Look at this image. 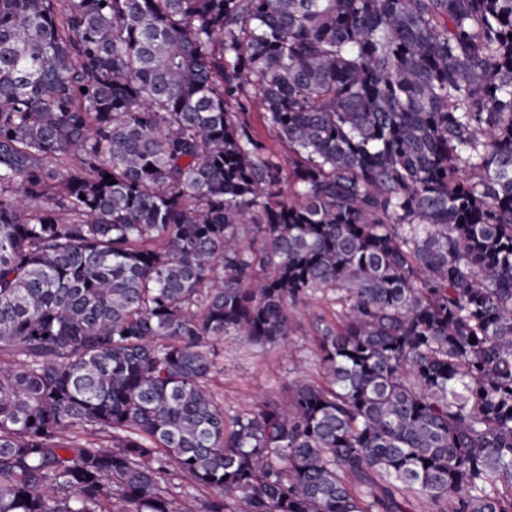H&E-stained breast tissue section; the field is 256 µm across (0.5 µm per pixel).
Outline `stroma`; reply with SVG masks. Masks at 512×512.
I'll list each match as a JSON object with an SVG mask.
<instances>
[{
    "instance_id": "stroma-1",
    "label": "stroma",
    "mask_w": 512,
    "mask_h": 512,
    "mask_svg": "<svg viewBox=\"0 0 512 512\" xmlns=\"http://www.w3.org/2000/svg\"><path fill=\"white\" fill-rule=\"evenodd\" d=\"M331 315L332 308L320 296H313L308 306L296 313L297 329L286 346L253 345L228 336L214 346L219 370L211 380V388L224 399L229 412L249 411L264 403H281L286 387L293 380L294 366L298 374L311 382H321L319 352L313 342L311 317Z\"/></svg>"
}]
</instances>
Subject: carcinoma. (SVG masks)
Returning a JSON list of instances; mask_svg holds the SVG:
<instances>
[{
  "instance_id": "cac0c4a2",
  "label": "carcinoma",
  "mask_w": 512,
  "mask_h": 512,
  "mask_svg": "<svg viewBox=\"0 0 512 512\" xmlns=\"http://www.w3.org/2000/svg\"><path fill=\"white\" fill-rule=\"evenodd\" d=\"M408 492L512 512V0H0V512ZM251 112H253L254 127L258 135L266 143L275 158H277L283 165H285V162L288 160V147L281 143L276 138L275 134L266 126H264L258 115V104L253 107ZM313 313L332 317V307L321 299V294L313 296L307 307H299L296 332L285 347L253 345L234 336L214 344L220 370L210 384L224 398L225 409L234 413L256 410L264 402L283 403L286 387L295 378L322 381L320 355L311 332ZM298 361L302 372L293 373Z\"/></svg>"
}]
</instances>
